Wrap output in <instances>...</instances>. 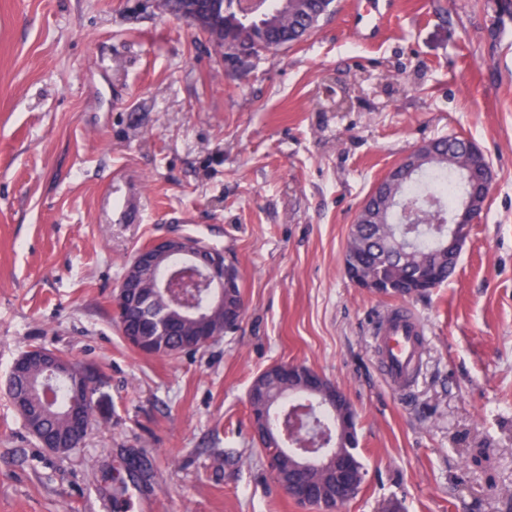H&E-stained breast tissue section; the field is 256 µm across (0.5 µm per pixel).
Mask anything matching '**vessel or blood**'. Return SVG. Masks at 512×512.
Here are the masks:
<instances>
[{
    "mask_svg": "<svg viewBox=\"0 0 512 512\" xmlns=\"http://www.w3.org/2000/svg\"><path fill=\"white\" fill-rule=\"evenodd\" d=\"M424 327L407 307L387 310L376 326L381 371L398 391L407 390L418 373Z\"/></svg>",
    "mask_w": 512,
    "mask_h": 512,
    "instance_id": "vessel-or-blood-1",
    "label": "vessel or blood"
}]
</instances>
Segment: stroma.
<instances>
[{"label":"stroma","mask_w":512,"mask_h":512,"mask_svg":"<svg viewBox=\"0 0 512 512\" xmlns=\"http://www.w3.org/2000/svg\"><path fill=\"white\" fill-rule=\"evenodd\" d=\"M245 76L160 0H0V512H300L247 392L302 364L354 407L365 477L342 512H512V14L500 0H337ZM457 135L493 169L454 274L407 299L422 370L395 391L374 324L397 298L344 273L354 216L416 145ZM223 249L235 332L176 356L127 343L112 292L157 236ZM42 344L97 367L82 448L49 451L7 396Z\"/></svg>","instance_id":"stroma-1"}]
</instances>
